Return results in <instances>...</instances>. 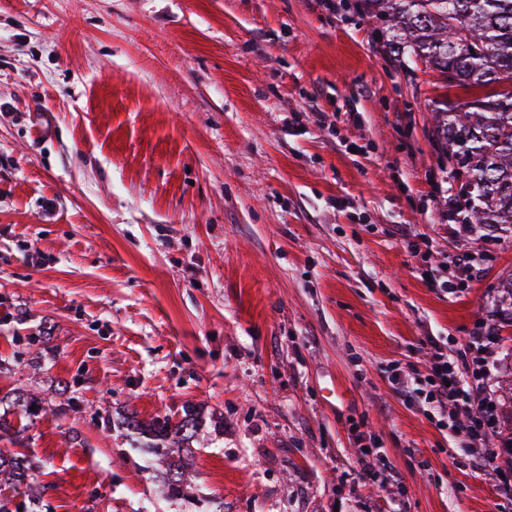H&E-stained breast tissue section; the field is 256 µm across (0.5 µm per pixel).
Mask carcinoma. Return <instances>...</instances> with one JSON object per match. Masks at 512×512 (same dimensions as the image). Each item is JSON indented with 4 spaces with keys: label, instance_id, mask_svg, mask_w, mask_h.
<instances>
[{
    "label": "carcinoma",
    "instance_id": "1",
    "mask_svg": "<svg viewBox=\"0 0 512 512\" xmlns=\"http://www.w3.org/2000/svg\"><path fill=\"white\" fill-rule=\"evenodd\" d=\"M371 17L392 39L394 56L439 73L466 100L433 104L431 132L459 184L457 209L465 224L512 225V0H365ZM125 429L134 447L162 470L173 495L193 475L169 443L192 438L200 420L188 411L181 421L146 424L131 415ZM40 489L32 466L0 450V484Z\"/></svg>",
    "mask_w": 512,
    "mask_h": 512
}]
</instances>
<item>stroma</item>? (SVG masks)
<instances>
[{
	"instance_id": "1",
	"label": "stroma",
	"mask_w": 512,
	"mask_h": 512,
	"mask_svg": "<svg viewBox=\"0 0 512 512\" xmlns=\"http://www.w3.org/2000/svg\"><path fill=\"white\" fill-rule=\"evenodd\" d=\"M378 28L357 0H0V448L43 487L12 512H512V230L449 222L440 77ZM479 331L481 446L394 384ZM190 407L184 502L121 422ZM364 447L394 481L357 484Z\"/></svg>"
}]
</instances>
